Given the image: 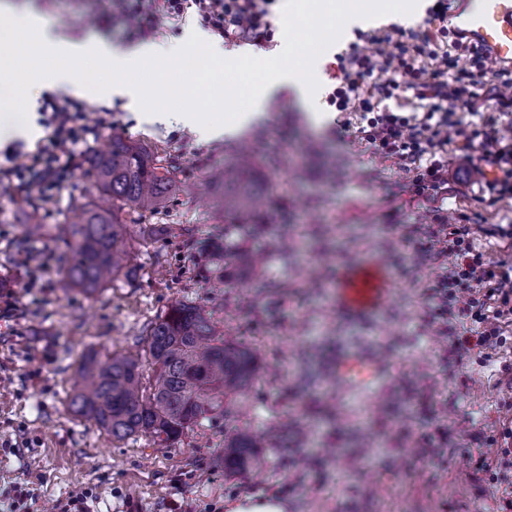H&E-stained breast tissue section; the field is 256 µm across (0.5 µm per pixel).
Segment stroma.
Returning a JSON list of instances; mask_svg holds the SVG:
<instances>
[{
	"instance_id": "35a3bbf8",
	"label": "stroma",
	"mask_w": 512,
	"mask_h": 512,
	"mask_svg": "<svg viewBox=\"0 0 512 512\" xmlns=\"http://www.w3.org/2000/svg\"><path fill=\"white\" fill-rule=\"evenodd\" d=\"M407 18L375 16L360 25H335L309 11L273 6L274 40L264 45L224 42L223 59L206 70L174 63L137 78L138 86L179 83L163 112L223 107L226 84L241 91L237 111L250 107L245 89L255 60L290 66L284 42L320 57L319 101L306 107L292 87L276 89L263 119L238 134L201 138L182 125L146 118L115 97L88 101L112 114L110 135L164 150L178 179L208 190L207 201L179 194L161 213L191 236L142 241L152 214L120 213L127 226L130 276L86 297L62 288L59 271L44 287L26 285L24 257L57 251L47 237L24 232L17 191L0 188V288L14 306L0 315V490L31 477L39 512L83 489L97 494L95 512H228L241 497L280 499L285 512H500L503 488L478 469L486 430L512 446V354L471 351L456 364L445 358L444 337L426 327V288L449 264L431 233L441 219H468L469 242L487 262L512 266V241L496 233L512 223V203L489 204L483 179L448 155V188L437 199L415 194L413 172L373 157L353 138H337V113L326 102L336 57L358 32L398 26L419 29L433 0H408ZM35 10L61 38L91 36L127 48L134 41L113 18L107 0H0V26ZM249 144L256 179L270 207L268 235L244 242L262 256L248 270L228 269L227 283L196 274L205 262L196 241L218 233L224 217L215 202L222 187L212 168ZM380 258L395 288L376 313L352 319L336 309V275L365 257ZM208 303L226 337L244 343L259 366L251 387L233 398L230 421L202 420L181 441L157 445L146 436L112 437L72 406V378L94 353L143 355L151 324L176 302ZM370 352L382 373L357 389L337 390L327 367L337 353ZM275 430L262 467L226 477L220 459L225 426ZM437 436L422 448L424 433Z\"/></svg>"
}]
</instances>
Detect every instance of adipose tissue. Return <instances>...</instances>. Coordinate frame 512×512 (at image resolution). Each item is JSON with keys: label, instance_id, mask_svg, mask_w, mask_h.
I'll use <instances>...</instances> for the list:
<instances>
[{"label": "adipose tissue", "instance_id": "obj_1", "mask_svg": "<svg viewBox=\"0 0 512 512\" xmlns=\"http://www.w3.org/2000/svg\"><path fill=\"white\" fill-rule=\"evenodd\" d=\"M301 7L311 8L329 16L345 15L351 20L362 21L369 8H376L383 16L398 15L400 0H299ZM205 32L192 29L184 40H206ZM184 40L165 43L147 42L130 48L114 47L96 39L68 42L53 36L51 28L42 18L34 14L18 16L9 28L0 29V74L10 73L13 82L38 86L44 89H59L75 95L82 94L79 74L72 68L75 60L93 59L102 63L112 73L111 82L102 84L97 93L102 97L135 98L136 92L128 82L131 73L144 69H157L175 60L181 53ZM59 59L54 68L44 67V57ZM317 70L315 59L300 55L295 58L290 70L284 71L273 65L263 67L261 78L250 88L253 108H260L264 99L277 86L294 87L304 98H311L312 86Z\"/></svg>", "mask_w": 512, "mask_h": 512}]
</instances>
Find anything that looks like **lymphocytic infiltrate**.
<instances>
[{
	"mask_svg": "<svg viewBox=\"0 0 512 512\" xmlns=\"http://www.w3.org/2000/svg\"><path fill=\"white\" fill-rule=\"evenodd\" d=\"M275 0H111L129 37L153 32L161 18L194 9L199 21L228 41L272 42ZM448 0H436L423 30L390 27L364 33L367 53L351 45L337 57V84L328 105L342 112L338 136L353 134L374 154L412 171L417 194L435 196L448 183V150L484 175L491 202L512 201V137L501 136L495 113L512 112V68L487 74L481 50L448 37ZM41 125L48 134L33 150H6L0 187L21 191L50 208L83 164L84 146L111 127L110 112L85 111L73 101L46 100ZM452 256L428 290V326L459 319L479 324L474 336H453L447 352L458 361L470 350H497L512 326V273L472 251L466 226L442 223L433 232Z\"/></svg>",
	"mask_w": 512,
	"mask_h": 512,
	"instance_id": "obj_1",
	"label": "lymphocytic infiltrate"
}]
</instances>
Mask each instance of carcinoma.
I'll use <instances>...</instances> for the list:
<instances>
[{"mask_svg":"<svg viewBox=\"0 0 512 512\" xmlns=\"http://www.w3.org/2000/svg\"><path fill=\"white\" fill-rule=\"evenodd\" d=\"M98 196L104 204L80 203L72 216L44 227L39 205L20 203L31 231L59 238L65 246L62 286L92 296L127 271L126 252L120 246L126 225L121 211L155 212L175 193L183 191L175 167L149 146L121 136L110 138L107 149L88 157ZM247 156L217 170L212 182L224 186L221 207L226 215H254L263 211V190L251 180ZM148 237L177 238L190 229L162 224L144 230ZM260 237L263 224H226L223 235L203 242L214 254L209 274L226 278L228 267L252 264L237 250L233 236ZM146 354L151 373L143 372L139 358L112 354L105 361L96 355L78 364L71 403L77 413L94 421L117 438L148 435L173 443L202 419L229 420L224 401L243 392L257 365L240 343L224 338L209 306L193 300L179 302L147 334ZM259 444L235 428L224 434V474L237 475L259 463Z\"/></svg>","mask_w":512,"mask_h":512,"instance_id":"carcinoma-1","label":"carcinoma"}]
</instances>
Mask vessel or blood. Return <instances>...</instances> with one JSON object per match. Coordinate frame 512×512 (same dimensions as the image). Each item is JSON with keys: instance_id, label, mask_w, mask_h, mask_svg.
Instances as JSON below:
<instances>
[{"instance_id": "1", "label": "vessel or blood", "mask_w": 512, "mask_h": 512, "mask_svg": "<svg viewBox=\"0 0 512 512\" xmlns=\"http://www.w3.org/2000/svg\"><path fill=\"white\" fill-rule=\"evenodd\" d=\"M453 17L454 31L486 54L490 64L512 65V0H481L472 6L470 0H458ZM392 279L388 269L377 259L369 258L343 273L336 288V305L353 316L378 311L390 297ZM378 359L364 353L337 359L331 372L337 384L357 383L359 370L379 369Z\"/></svg>"}]
</instances>
